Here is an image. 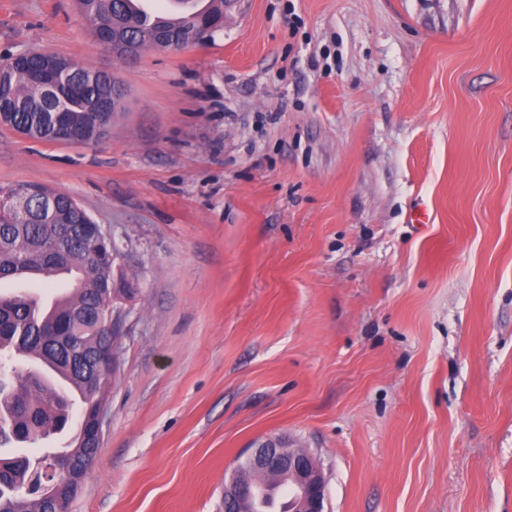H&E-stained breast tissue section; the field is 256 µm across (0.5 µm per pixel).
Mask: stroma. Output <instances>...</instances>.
Returning <instances> with one entry per match:
<instances>
[{"label": "stroma", "instance_id": "35a3bbf8", "mask_svg": "<svg viewBox=\"0 0 512 512\" xmlns=\"http://www.w3.org/2000/svg\"><path fill=\"white\" fill-rule=\"evenodd\" d=\"M33 50L125 85L100 142L0 127V186L138 273L71 512H224L270 437L324 512H512V0H238L129 64L77 0H0V65Z\"/></svg>", "mask_w": 512, "mask_h": 512}]
</instances>
